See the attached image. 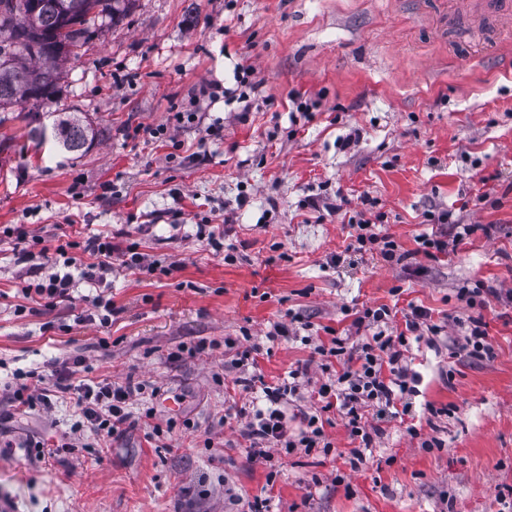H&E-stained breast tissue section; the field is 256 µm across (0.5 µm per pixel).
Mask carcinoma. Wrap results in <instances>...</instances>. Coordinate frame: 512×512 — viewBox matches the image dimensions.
Returning <instances> with one entry per match:
<instances>
[{
    "instance_id": "cac0c4a2",
    "label": "carcinoma",
    "mask_w": 512,
    "mask_h": 512,
    "mask_svg": "<svg viewBox=\"0 0 512 512\" xmlns=\"http://www.w3.org/2000/svg\"><path fill=\"white\" fill-rule=\"evenodd\" d=\"M135 0H70L69 14L62 0H35L31 15L15 0H0V109L50 99L73 49L86 42L90 15L116 20ZM60 143L70 152L82 150L87 127L69 122L59 128Z\"/></svg>"
}]
</instances>
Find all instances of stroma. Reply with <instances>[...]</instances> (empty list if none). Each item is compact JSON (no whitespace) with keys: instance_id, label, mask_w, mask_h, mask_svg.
Wrapping results in <instances>:
<instances>
[{"instance_id":"35a3bbf8","label":"stroma","mask_w":512,"mask_h":512,"mask_svg":"<svg viewBox=\"0 0 512 512\" xmlns=\"http://www.w3.org/2000/svg\"><path fill=\"white\" fill-rule=\"evenodd\" d=\"M91 32L51 102L0 115V228L22 224L49 243L132 238L172 271L116 268L98 286L113 305L104 328L89 284L50 309L24 299L14 242L0 235V373L81 357L93 367L86 381L156 387L141 398L153 415L95 454L86 430L59 445L78 419L72 395L52 412H22L0 389V505L226 512L229 490L270 497L272 512H512V14L454 12L448 0H136ZM239 65L257 85L246 108ZM216 82L226 99L205 95ZM294 94L315 102L311 118L292 114ZM176 111L197 118L175 142L126 138ZM69 116L94 131L77 153L54 136ZM217 118L222 137L206 138ZM32 125L44 139L27 137ZM366 197L400 259L348 251L347 216ZM430 211L451 212L450 223L426 221ZM201 224L220 227L217 246L198 240ZM422 236L458 245L428 254ZM468 288L478 304L461 298ZM383 305L391 327L414 306L441 327L404 354L417 375L411 412L381 422L356 467L333 411L329 452L249 460L244 422L228 410L255 395L225 337L251 336L266 381L307 365L290 410L312 413L334 376L312 360L314 341L348 332L349 309ZM478 315L483 358L464 347ZM278 322L289 332L268 342ZM201 342L205 352L188 355ZM170 421L172 436L156 437ZM432 438L438 447H423ZM33 440L57 445L55 457L24 454Z\"/></svg>"}]
</instances>
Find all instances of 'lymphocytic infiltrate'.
<instances>
[{
    "label": "lymphocytic infiltrate",
    "mask_w": 512,
    "mask_h": 512,
    "mask_svg": "<svg viewBox=\"0 0 512 512\" xmlns=\"http://www.w3.org/2000/svg\"><path fill=\"white\" fill-rule=\"evenodd\" d=\"M374 206V200L364 199L362 210L348 218L358 229L356 243L361 248L378 245L385 258H394L397 243L389 236L371 231L373 225L383 221L382 213L375 211ZM15 232L20 245L19 259L27 263L29 273L39 270L33 262L34 256L43 257L50 252L63 258L68 267L78 268L74 274L57 272L47 280L22 286L23 298L44 300L49 307L69 299L75 280L91 284L106 281L118 264L147 276L169 272L168 267L140 253L138 242L133 240L120 249L107 235L80 239L63 234L56 237L54 246L48 247L42 236L30 233L24 227H16ZM390 315V309L385 306L356 312L353 324L361 329V336L336 335L329 343H320L314 348L322 361L333 360L339 366L334 383L321 384L318 396L324 410H336L344 419L350 436L358 440L359 445L351 454L359 462L363 461L364 451L373 441L372 427L364 416L365 409L375 408L380 418L397 406L403 412L411 411L412 404L405 396L411 390L414 376L404 363V353L411 342L421 339L423 333L435 335L441 330L440 325L432 323L426 311L415 308L406 316L404 329L389 334L382 331L380 325L387 322ZM83 364V359L78 357L57 359L49 363L47 374L19 370L1 387L9 392L18 407L28 409L50 407L53 397L75 393L79 415L75 431L89 430L97 443H106L112 436L135 425L132 405L136 397L143 394L145 385L108 380L73 384L72 378ZM307 377V367L301 366L290 370L287 378L274 384L266 383L259 374L245 378V388L258 391L263 401L261 407L236 411L237 417L245 421L243 434L250 442V458L268 459L269 451L274 447L287 454L299 448L308 452L319 447L330 448L320 415L301 413L298 432L288 430V403Z\"/></svg>",
    "instance_id": "1"
}]
</instances>
